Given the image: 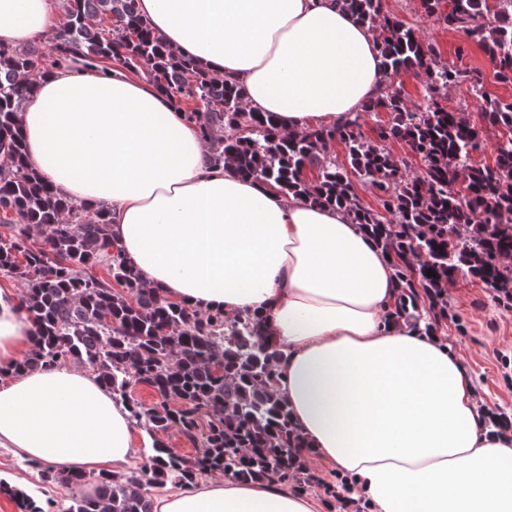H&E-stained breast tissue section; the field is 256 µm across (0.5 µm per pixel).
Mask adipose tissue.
<instances>
[{
	"label": "adipose tissue",
	"mask_w": 512,
	"mask_h": 512,
	"mask_svg": "<svg viewBox=\"0 0 512 512\" xmlns=\"http://www.w3.org/2000/svg\"><path fill=\"white\" fill-rule=\"evenodd\" d=\"M166 42L237 83L281 134L342 124L392 77L335 0H140ZM56 0H0V43L52 41ZM20 125L30 168L104 208L145 288L198 311L258 314L304 458L368 512H512V433L485 423L443 337L394 321L395 268L340 210L208 165L197 126L147 81L81 54L37 80ZM35 326L0 289V447L58 472L124 469L128 407L73 363L12 373ZM273 479L178 487L154 512H320Z\"/></svg>",
	"instance_id": "obj_1"
}]
</instances>
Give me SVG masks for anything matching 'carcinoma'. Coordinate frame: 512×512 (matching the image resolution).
<instances>
[{
	"mask_svg": "<svg viewBox=\"0 0 512 512\" xmlns=\"http://www.w3.org/2000/svg\"><path fill=\"white\" fill-rule=\"evenodd\" d=\"M337 2L369 26L386 70L410 72L423 84L418 106L391 83L364 106L391 115L379 139L406 141L423 162L419 175L364 138L360 112L340 125L280 135L270 116L246 108L235 84L167 45L138 0H62L64 22L52 43L0 45V213L12 229L0 234V272L20 284L36 327L31 356L13 371L65 359L86 364L129 403L135 424L149 435L176 428L195 449L179 455L155 439L150 468L102 472L94 496L74 497L61 512H153L143 487L209 474L273 477L301 490L310 482L299 467L301 443L288 406L274 391L279 352L256 319L203 313L143 288L112 241L106 212L63 199L25 164L19 112L43 66L75 50L143 72L200 127L210 163L231 161L245 177L345 211L392 257L402 290L394 314L414 329L435 332L448 319V284L459 275L512 304V100L487 95L482 72L442 59L415 28L385 13L382 0ZM419 2L424 16L481 46L496 81L512 84V13L494 0H450L446 12L442 0ZM463 85L483 100L488 125L503 130L491 166L472 161L485 149L480 130L464 112L444 106L448 89ZM337 140L348 149L347 169L328 153ZM355 180L378 192L383 212L363 205ZM100 265L105 278L90 273ZM428 270L436 276H426ZM421 291L427 306L418 302ZM134 385L153 390L154 401L132 399ZM42 479L78 485L86 475L46 470ZM0 493L14 498L19 512H44L2 481Z\"/></svg>",
	"mask_w": 512,
	"mask_h": 512,
	"instance_id": "1",
	"label": "carcinoma"
}]
</instances>
